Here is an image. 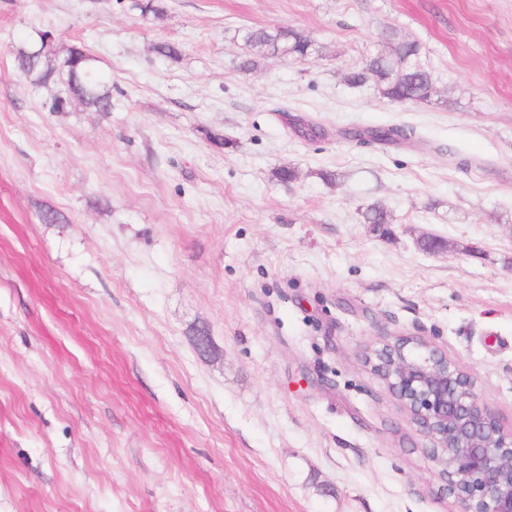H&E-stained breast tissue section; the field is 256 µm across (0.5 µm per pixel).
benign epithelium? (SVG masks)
<instances>
[{
  "label": "benign epithelium",
  "instance_id": "1",
  "mask_svg": "<svg viewBox=\"0 0 512 512\" xmlns=\"http://www.w3.org/2000/svg\"><path fill=\"white\" fill-rule=\"evenodd\" d=\"M375 357L374 371L433 439L432 457L458 512H512V430L476 394L471 373L410 336Z\"/></svg>",
  "mask_w": 512,
  "mask_h": 512
}]
</instances>
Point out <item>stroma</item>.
<instances>
[{"mask_svg": "<svg viewBox=\"0 0 512 512\" xmlns=\"http://www.w3.org/2000/svg\"><path fill=\"white\" fill-rule=\"evenodd\" d=\"M137 2L0 0V512H456L366 358L424 340L512 428V0ZM275 27L316 53L243 68ZM393 29L428 102L347 80ZM43 31L111 111H51ZM51 43L52 39L48 35L43 36L41 45L35 52L37 55H43L40 59H33L30 56L31 49H20L16 56L19 70L27 77L35 76L33 80L42 84H46L52 78L63 81L67 85L68 92L73 97L79 98L83 104L94 107L99 112L111 111L112 92L96 68L94 59L80 48L69 49L67 56H71L77 66L74 65L73 72L72 65L68 61H64L60 66L62 72L67 71L75 76L76 67L78 71L89 67L93 70L82 79H73L66 75V80H62L59 70L50 65L47 56L44 55ZM343 131H345V138L356 141L368 139L369 142L378 144H395L407 141L412 136V131L404 126L376 127L371 129L351 128V130L345 129Z\"/></svg>", "mask_w": 512, "mask_h": 512, "instance_id": "obj_1", "label": "stroma"}]
</instances>
